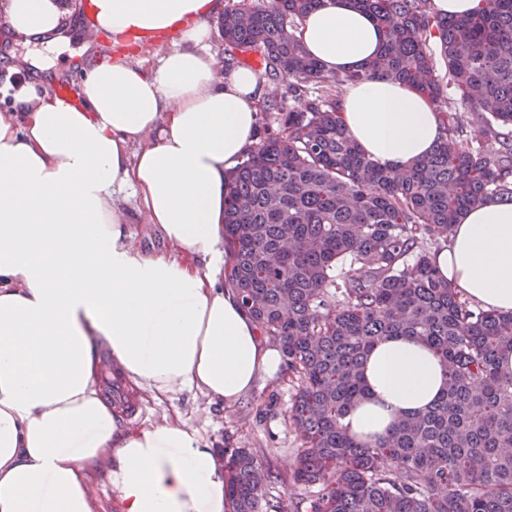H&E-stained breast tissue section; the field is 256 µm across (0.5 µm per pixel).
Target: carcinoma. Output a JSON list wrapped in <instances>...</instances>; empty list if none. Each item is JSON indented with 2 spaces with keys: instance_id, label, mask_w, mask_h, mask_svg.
Instances as JSON below:
<instances>
[{
  "instance_id": "cac0c4a2",
  "label": "carcinoma",
  "mask_w": 512,
  "mask_h": 512,
  "mask_svg": "<svg viewBox=\"0 0 512 512\" xmlns=\"http://www.w3.org/2000/svg\"><path fill=\"white\" fill-rule=\"evenodd\" d=\"M321 2L237 0L221 21L227 68L256 53L265 77L287 83L229 176L224 244L225 283L279 342L295 386L289 483L315 488L309 512H512V374L499 368L512 315L470 305L428 253L468 209L512 201V0L461 17L431 0H356L384 49L331 75L297 36ZM384 77L424 96L445 132L402 173L366 156L340 119L342 87ZM472 123L500 148L464 138ZM396 336L425 344L447 386L387 437L359 441L343 419L365 396L360 367ZM223 452L232 512H286L270 504L272 473L253 449Z\"/></svg>"
}]
</instances>
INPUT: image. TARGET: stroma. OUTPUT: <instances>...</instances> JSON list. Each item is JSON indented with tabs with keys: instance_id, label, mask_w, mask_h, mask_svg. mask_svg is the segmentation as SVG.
<instances>
[{
	"instance_id": "35a3bbf8",
	"label": "stroma",
	"mask_w": 512,
	"mask_h": 512,
	"mask_svg": "<svg viewBox=\"0 0 512 512\" xmlns=\"http://www.w3.org/2000/svg\"><path fill=\"white\" fill-rule=\"evenodd\" d=\"M177 35L168 39H150L143 43L135 56H126L121 46L111 37L98 38L95 55L73 58L69 52H61L56 58V71L62 80L78 85L85 66L95 58L112 59L129 57L131 64L155 69L161 57L175 48ZM118 202L127 213L128 230L138 247L149 254L166 253L167 246L157 225L147 223L139 211L137 200L130 195H120ZM295 391L288 375L277 379H259L254 388L235 406L225 409H208L206 398L198 391L183 390L164 401L134 392L138 413L131 419V426L144 428L155 425L166 417H179L186 426L212 443L214 448L231 444L241 448L258 449L263 462L271 471L290 475L295 468L300 440L287 420V411Z\"/></svg>"
}]
</instances>
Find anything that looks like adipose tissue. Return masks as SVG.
I'll use <instances>...</instances> for the list:
<instances>
[{
    "label": "adipose tissue",
    "mask_w": 512,
    "mask_h": 512,
    "mask_svg": "<svg viewBox=\"0 0 512 512\" xmlns=\"http://www.w3.org/2000/svg\"><path fill=\"white\" fill-rule=\"evenodd\" d=\"M216 0H88L113 39L179 33L156 69L100 61L74 99L28 86L25 113H0V512H95L88 470L106 463L119 512H231L224 465L179 418L128 427L96 386L102 365L159 399L183 388L232 407L284 368L278 348L224 286L226 174L255 142L263 88L241 67L221 76L209 51ZM68 0H0V25L31 48L33 71L67 46ZM306 51L336 74L379 51L353 0L304 17ZM341 116L358 146L403 170L444 131L408 85L348 87ZM131 189L171 255L133 244L116 195ZM464 298L512 313V202L468 211L433 254ZM365 397L344 423L361 440L431 406L445 374L422 343L393 337L362 368Z\"/></svg>",
    "instance_id": "ef3b65f1"
}]
</instances>
